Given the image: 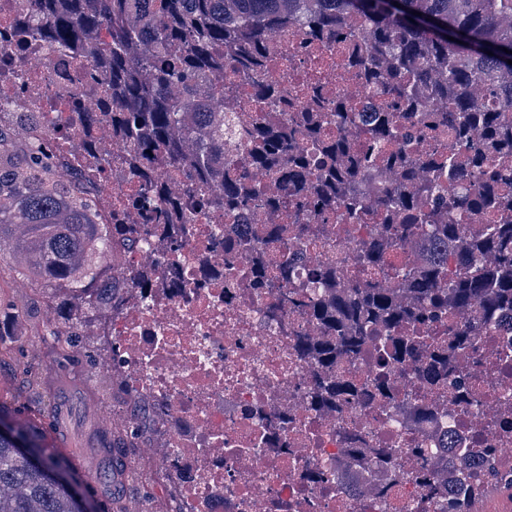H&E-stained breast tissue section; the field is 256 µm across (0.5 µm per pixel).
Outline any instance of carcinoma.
I'll return each mask as SVG.
<instances>
[{
  "label": "carcinoma",
  "mask_w": 512,
  "mask_h": 512,
  "mask_svg": "<svg viewBox=\"0 0 512 512\" xmlns=\"http://www.w3.org/2000/svg\"><path fill=\"white\" fill-rule=\"evenodd\" d=\"M11 0H0V26L28 39L87 62L95 72L84 112L49 137H31L37 112L0 111V278L21 275L39 288L53 317L33 326V335L56 337L59 353L82 354L94 339L108 335L112 300L124 288L150 298L151 278L137 270L123 282L112 279V262L119 250H153L151 224L172 226L173 239L190 229L206 210L251 211L275 207L284 218L313 210L320 213L341 191L347 214L356 220H381L379 236L354 257L359 281L336 288V273L327 267L309 273L307 310L325 331L314 342L294 339L298 357L329 368L338 357L358 358L366 346L378 353L375 385L385 384L393 365L409 370L427 387L448 385L451 397L474 404L486 384H470L454 366L451 351L465 349L483 328L512 320V125L501 113L512 109V0H28L24 18L15 16ZM353 13L373 31L360 53L358 66L383 94L385 105L374 113L371 132L360 131L359 115L345 107L336 112V131L324 134L319 151L304 153L295 146L294 132L271 117L256 126L252 146L224 168V108L215 98L233 95L224 86L228 68L254 70L267 63L263 29L270 22L303 26L315 22L316 37L336 35ZM109 37L99 38L102 29ZM511 53L504 52V49ZM423 83L444 100L435 125L455 130L468 144L467 153L437 156L421 153L419 116L412 93ZM105 127L128 144L131 175L129 205L145 222L122 219L103 223L96 196L76 187V175L64 172L57 141L79 133L82 143L96 141ZM498 160L486 164L488 146ZM350 165L341 170L340 156ZM385 165L398 167L406 180L417 183L418 194L431 203L421 211L414 199L386 191L373 203L361 188V178ZM175 169L201 193L174 199L157 168ZM264 167L278 174L280 193L269 195L249 183L251 169ZM467 167L481 183L471 195L445 185V170ZM317 178V198L304 191ZM474 209L491 223L486 235L461 237L454 213ZM428 236L427 261L416 273H405L390 260L404 237ZM316 239L317 224H253L241 235L216 237L224 254H251L245 274L249 288L275 296L269 313L277 316L297 301L284 291L295 255L288 253V235ZM460 274L448 277V251ZM488 253L497 261L485 266ZM384 271L399 280L397 288H380L371 274ZM474 308L478 322L455 330L449 345L435 343L448 319ZM24 393L42 399L49 391L34 363L22 362ZM357 392L349 378L324 374L309 391L316 405H334ZM146 404L130 400L127 427L96 430L102 448H137L146 424ZM0 512H97L68 455L47 448L42 424L20 415L13 403L0 400ZM442 448H416L429 469L437 455L442 480L430 493L444 499V512H470L471 503L491 488H512V470L494 465L497 448H470L457 454ZM399 448L377 449L379 466L388 483L400 479ZM364 449L354 450L342 466L343 489L353 490Z\"/></svg>",
  "instance_id": "cac0c4a2"
}]
</instances>
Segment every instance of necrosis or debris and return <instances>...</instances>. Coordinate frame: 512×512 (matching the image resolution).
<instances>
[{
    "mask_svg": "<svg viewBox=\"0 0 512 512\" xmlns=\"http://www.w3.org/2000/svg\"><path fill=\"white\" fill-rule=\"evenodd\" d=\"M293 43L298 51L259 77L276 95L256 99L247 84L238 103L225 111V159L247 151L264 114L326 126L335 121L337 105L351 104L361 112L382 107L380 91L347 67L333 39H309L298 25L267 27V51ZM88 78L86 66L66 54L48 53L42 86L16 91L11 109L39 113L38 135L55 133L67 115L50 111L48 101L80 95ZM127 153L126 144L113 141L112 175L95 183L103 216L129 192L130 176L122 166ZM252 221L248 212L201 215L195 232L176 250L167 226L160 224L151 254L130 252L112 267L119 278L136 268L153 271L152 304L142 303L136 291H123L109 334L126 394L162 411L155 439L181 512H442L440 500L418 479L422 462L412 453L400 460L406 477L399 483L386 484L373 460L362 469L355 492L337 486L336 472L351 449L396 448L404 438L422 448L438 447L446 437L456 448H494L499 465L512 468V428L488 427L504 405H512L508 376L495 395L461 417L447 390L421 386L404 368L393 367L378 391L372 386L373 360L341 359L332 371L351 376L360 398L311 407L308 392L321 370L296 357L292 339L321 340V325L299 306L270 319V296L246 288L239 270L211 246L212 236L236 235L238 225ZM379 231V225L348 220L343 207L333 205L322 214L317 241L289 237V249L299 256L290 287H305L311 270L323 266L335 269L337 287L351 286L355 253ZM175 278L183 283L177 292L169 286ZM494 337L512 343V331L481 332L458 357L460 374L480 380L493 375ZM414 399L435 406L438 418L415 422L399 434L392 422Z\"/></svg>",
    "mask_w": 512,
    "mask_h": 512,
    "instance_id": "necrosis-or-debris-1",
    "label": "necrosis or debris"
}]
</instances>
